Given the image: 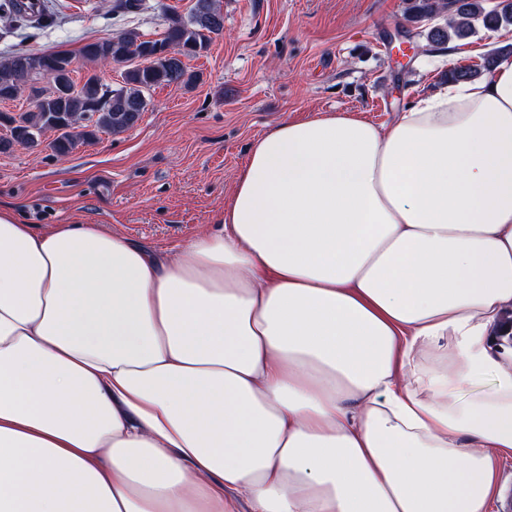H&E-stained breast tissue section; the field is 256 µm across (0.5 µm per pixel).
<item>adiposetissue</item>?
<instances>
[{"instance_id": "obj_1", "label": "adipose tissue", "mask_w": 512, "mask_h": 512, "mask_svg": "<svg viewBox=\"0 0 512 512\" xmlns=\"http://www.w3.org/2000/svg\"><path fill=\"white\" fill-rule=\"evenodd\" d=\"M511 311L510 58L282 122L168 257L0 209V512H489Z\"/></svg>"}]
</instances>
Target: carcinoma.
Segmentation results:
<instances>
[{
  "label": "carcinoma",
  "mask_w": 512,
  "mask_h": 512,
  "mask_svg": "<svg viewBox=\"0 0 512 512\" xmlns=\"http://www.w3.org/2000/svg\"><path fill=\"white\" fill-rule=\"evenodd\" d=\"M24 0H0V12L17 18L27 15ZM405 18L412 24L430 22L427 42L432 50L443 48L453 39L475 33L480 25L494 31L512 25V0H499L489 7L486 0H406ZM224 29V15L216 0H195L188 18H170L164 35L143 40L137 32H126L112 40L88 43L81 55L92 61L126 63L135 58L141 63L126 70L125 86L109 87L92 76L75 89L69 66L74 57L64 51L53 53H19L0 67V101L16 99L23 92L24 76H43L53 81L47 94L33 96V111L19 116L0 113V125L9 128L10 136L0 138V152L16 144L32 145L47 131L57 133L51 148L59 156L70 154L77 145L94 137L84 121L96 118L95 127L120 134L132 128L148 105L145 93L161 85H189L194 76L183 62L205 52L213 37ZM512 55V46L501 47L485 59L483 70L460 66L448 71V81L479 78L498 61Z\"/></svg>",
  "instance_id": "1"
}]
</instances>
